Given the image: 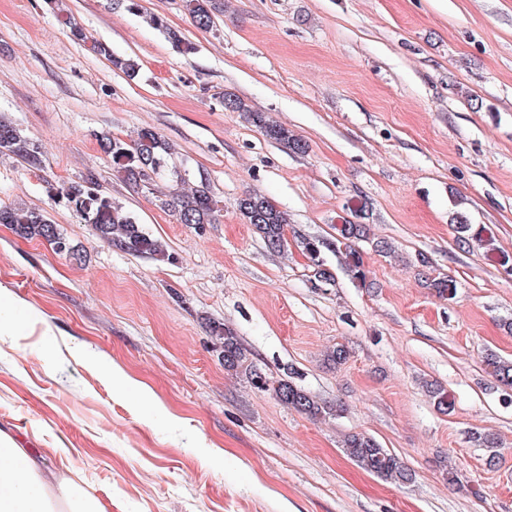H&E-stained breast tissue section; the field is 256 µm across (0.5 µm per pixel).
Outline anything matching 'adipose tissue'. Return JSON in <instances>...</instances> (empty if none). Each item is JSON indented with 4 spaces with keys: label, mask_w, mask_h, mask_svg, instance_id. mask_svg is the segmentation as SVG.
<instances>
[{
    "label": "adipose tissue",
    "mask_w": 512,
    "mask_h": 512,
    "mask_svg": "<svg viewBox=\"0 0 512 512\" xmlns=\"http://www.w3.org/2000/svg\"><path fill=\"white\" fill-rule=\"evenodd\" d=\"M0 512H112V501L66 476L46 475L33 451L0 432Z\"/></svg>",
    "instance_id": "ef3b65f1"
}]
</instances>
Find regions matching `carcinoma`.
Listing matches in <instances>:
<instances>
[{
    "label": "carcinoma",
    "instance_id": "obj_1",
    "mask_svg": "<svg viewBox=\"0 0 512 512\" xmlns=\"http://www.w3.org/2000/svg\"><path fill=\"white\" fill-rule=\"evenodd\" d=\"M185 9L198 28L209 30L213 27L215 0H185ZM149 20L155 28L166 32L169 41L180 53H192V44L182 40L176 32L168 28L161 17L152 15ZM94 50L112 67L129 76L139 69L136 60L115 56L102 43L94 44ZM224 107L231 112L245 114L269 140L298 152L305 150V144L291 134L288 128L268 120L261 112L253 111L244 99L226 94ZM97 141L100 150L110 159L114 175L134 190L139 187L149 188L154 178L162 174L170 175L177 183L184 182L182 174L172 164L175 154L173 145L152 128L141 129L137 137L131 139L102 133L97 136ZM0 155L12 157L35 168H40L43 164L40 147L6 119H0ZM57 196L82 223L91 225L95 236L107 246L132 256H148L158 262L174 261L166 243L147 233L136 215L103 192L93 176L60 186ZM159 202L161 208L175 212L180 223L196 224L201 229L207 224L215 223L217 213L220 212L218 201L203 181L198 186L177 188L159 199ZM238 211L270 250L278 253L288 250L285 234L289 224L288 214L271 199L258 194H246L238 201ZM0 224L11 226L21 238L40 239L50 245L58 244L62 254L77 263L84 260L83 251L72 244L44 209L21 204L0 206ZM368 233L366 224H354L350 221L340 224L336 227L334 237L336 248L332 250L333 254L344 257L351 279L362 288L372 287L369 270L358 246V242L368 238ZM294 243L303 254L313 259L314 280L324 288L333 286L335 278L324 257L326 246L323 241L300 235L295 238ZM208 329L224 353L225 370L245 377L257 388L273 391L283 405L312 419L335 416L339 412L337 405L312 395L290 379L280 378L270 384L261 382L260 368L249 360L239 336L221 322H209ZM486 364L498 383L512 386V361L502 360L489 353ZM426 389L439 410L452 411L454 401L443 387L428 384ZM473 440L490 451V459L496 458L499 441L495 434L477 432L473 434ZM343 448L346 455L359 467L389 483L401 485L413 479L412 470L401 457L382 447L367 434L347 435L343 440Z\"/></svg>",
    "mask_w": 512,
    "mask_h": 512
}]
</instances>
